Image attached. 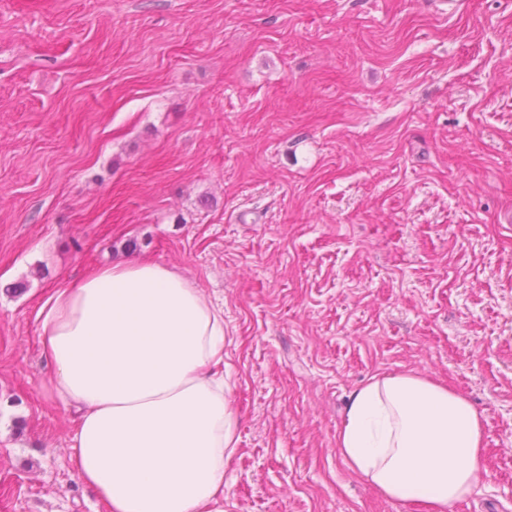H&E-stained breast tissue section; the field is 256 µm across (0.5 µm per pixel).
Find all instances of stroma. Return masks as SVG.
Masks as SVG:
<instances>
[{
  "label": "stroma",
  "instance_id": "35a3bbf8",
  "mask_svg": "<svg viewBox=\"0 0 512 512\" xmlns=\"http://www.w3.org/2000/svg\"><path fill=\"white\" fill-rule=\"evenodd\" d=\"M0 0V512H101L36 308L138 256L224 309V512H412L336 450L448 385L512 512V0Z\"/></svg>",
  "mask_w": 512,
  "mask_h": 512
}]
</instances>
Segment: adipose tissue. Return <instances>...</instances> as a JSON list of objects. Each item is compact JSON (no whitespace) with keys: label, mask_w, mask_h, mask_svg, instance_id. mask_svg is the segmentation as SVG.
<instances>
[{"label":"adipose tissue","mask_w":512,"mask_h":512,"mask_svg":"<svg viewBox=\"0 0 512 512\" xmlns=\"http://www.w3.org/2000/svg\"><path fill=\"white\" fill-rule=\"evenodd\" d=\"M55 396L74 410L71 463L104 512H224L234 413L224 392V310L178 270L99 266L37 311ZM336 446L412 512H451L486 470L468 398L413 374L350 396Z\"/></svg>","instance_id":"ef3b65f1"}]
</instances>
